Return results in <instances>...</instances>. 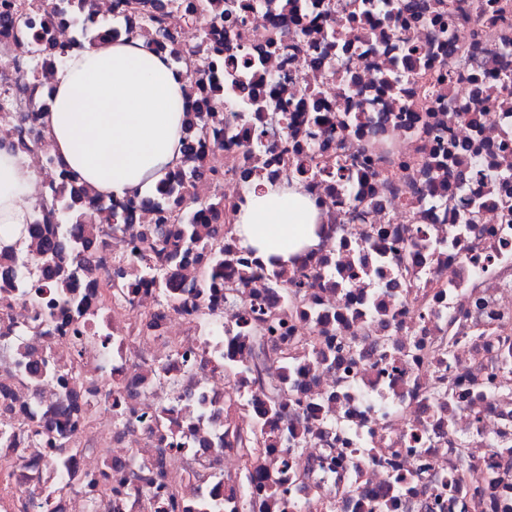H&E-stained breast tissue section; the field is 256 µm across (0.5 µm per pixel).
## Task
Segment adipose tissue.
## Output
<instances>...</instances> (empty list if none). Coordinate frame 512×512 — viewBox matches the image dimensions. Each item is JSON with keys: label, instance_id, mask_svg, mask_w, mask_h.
I'll use <instances>...</instances> for the list:
<instances>
[{"label": "adipose tissue", "instance_id": "adipose-tissue-1", "mask_svg": "<svg viewBox=\"0 0 512 512\" xmlns=\"http://www.w3.org/2000/svg\"><path fill=\"white\" fill-rule=\"evenodd\" d=\"M184 79L167 58L130 36L72 52L52 78L42 116L60 164L100 195L142 193L182 163ZM39 178L28 156L0 149V249L26 236ZM321 212L300 185L250 190L234 233L260 260H290L317 244Z\"/></svg>", "mask_w": 512, "mask_h": 512}]
</instances>
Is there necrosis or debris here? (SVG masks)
Wrapping results in <instances>:
<instances>
[{"label": "necrosis or debris", "instance_id": "necrosis-or-debris-1", "mask_svg": "<svg viewBox=\"0 0 512 512\" xmlns=\"http://www.w3.org/2000/svg\"><path fill=\"white\" fill-rule=\"evenodd\" d=\"M160 2L181 51H220L223 101L185 98L196 247L135 197L108 225L90 192L51 287L28 269L60 225L0 251V512H512V0ZM39 3L0 0L33 21H0V146L44 194L66 170L36 137L57 59L34 48L76 38ZM277 22L259 84L231 56ZM257 165L322 211L277 282L232 232ZM160 233L165 289L136 253Z\"/></svg>", "mask_w": 512, "mask_h": 512}]
</instances>
